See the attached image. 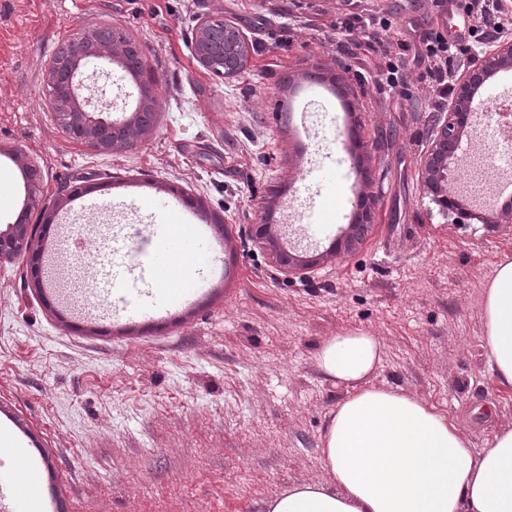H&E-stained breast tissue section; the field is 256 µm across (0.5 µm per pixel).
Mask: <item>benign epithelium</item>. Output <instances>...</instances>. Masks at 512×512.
<instances>
[{"instance_id":"benign-epithelium-1","label":"benign epithelium","mask_w":512,"mask_h":512,"mask_svg":"<svg viewBox=\"0 0 512 512\" xmlns=\"http://www.w3.org/2000/svg\"><path fill=\"white\" fill-rule=\"evenodd\" d=\"M219 36L220 33L212 30V26L206 22L196 33V60L206 70L211 69L210 53L222 45ZM127 52L129 48L126 43L105 40L91 30L74 43L68 68L49 71L47 90L61 100L63 111L58 113V119L72 140L98 151L110 152L120 146L131 145L148 132V128L139 121L138 130L115 135L113 129L117 126L128 127V119L112 118V106L105 107L97 98L85 95L87 81L91 77L89 65L99 61H118ZM504 64L512 65L511 37L497 39L469 59L450 88L451 99L446 110L436 115L432 147L423 163V187L434 202L448 210L460 209L458 201L448 192L446 177L448 161L456 156L462 133L470 124V103L483 84ZM25 170L29 171L26 203L15 222V232L0 235V260H10L26 248L28 211H46L37 168L27 164Z\"/></svg>"}]
</instances>
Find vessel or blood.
I'll use <instances>...</instances> for the list:
<instances>
[{
	"instance_id": "1",
	"label": "vessel or blood",
	"mask_w": 512,
	"mask_h": 512,
	"mask_svg": "<svg viewBox=\"0 0 512 512\" xmlns=\"http://www.w3.org/2000/svg\"><path fill=\"white\" fill-rule=\"evenodd\" d=\"M148 224L116 225L89 267L113 326L153 325L197 303L225 252L176 196L145 202ZM0 512H44L38 466L22 444L0 451Z\"/></svg>"
}]
</instances>
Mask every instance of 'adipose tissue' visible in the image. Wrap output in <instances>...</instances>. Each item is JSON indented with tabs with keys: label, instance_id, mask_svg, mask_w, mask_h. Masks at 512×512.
<instances>
[{
	"label": "adipose tissue",
	"instance_id": "1",
	"mask_svg": "<svg viewBox=\"0 0 512 512\" xmlns=\"http://www.w3.org/2000/svg\"><path fill=\"white\" fill-rule=\"evenodd\" d=\"M483 338L500 378L512 384V258L489 281ZM379 337L365 330L328 338L316 364L352 386L328 419L323 480L297 483L264 512H512V426L474 452L456 423L418 397L367 387L381 361Z\"/></svg>",
	"mask_w": 512,
	"mask_h": 512
}]
</instances>
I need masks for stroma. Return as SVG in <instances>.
<instances>
[{
    "instance_id": "stroma-1",
    "label": "stroma",
    "mask_w": 512,
    "mask_h": 512,
    "mask_svg": "<svg viewBox=\"0 0 512 512\" xmlns=\"http://www.w3.org/2000/svg\"><path fill=\"white\" fill-rule=\"evenodd\" d=\"M448 0H0V173L15 189L0 234L23 209L24 164L50 204L30 224L63 223L74 192L112 204L110 222L137 224L129 198L177 195L232 249L225 282L194 309L143 334L80 321L45 293L26 255L0 261V426L29 448L49 483L47 512H261L296 482H315L327 418L348 386L316 355L330 336L367 330L383 341L370 386L417 395L453 419L474 451L512 425V385L482 340L481 304L512 223H493V183L476 150V113L457 162L468 218L421 188L420 160L444 100L420 60L424 34L452 39ZM205 18L250 39L233 78L199 67ZM399 35L387 41L380 22ZM125 27L145 48L157 121L147 138L102 153L71 140L48 103L53 51L86 29ZM400 83H387V64ZM94 96L123 104L134 83L100 62ZM351 166L340 183L312 144ZM314 186L336 237L301 252L285 273L279 221L298 179ZM371 203L368 226L344 238Z\"/></svg>"
}]
</instances>
